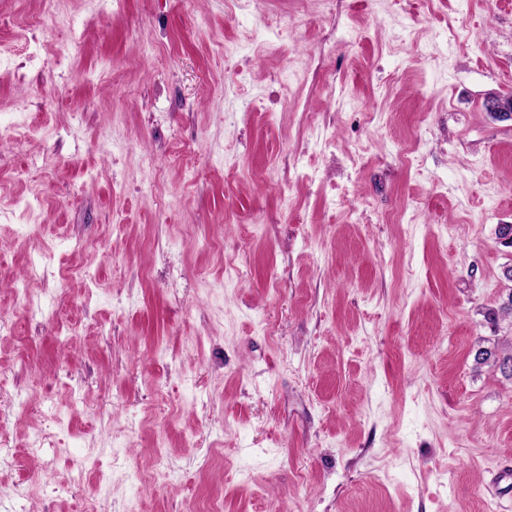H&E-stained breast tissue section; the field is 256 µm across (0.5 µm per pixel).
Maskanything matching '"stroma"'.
Returning <instances> with one entry per match:
<instances>
[{"label": "stroma", "instance_id": "1", "mask_svg": "<svg viewBox=\"0 0 512 512\" xmlns=\"http://www.w3.org/2000/svg\"><path fill=\"white\" fill-rule=\"evenodd\" d=\"M0 44V512H512V0H0ZM485 111L499 122H512V96L492 94L485 100ZM502 355V356H501ZM475 361L477 364H488L490 361L493 364H499V368L502 372L506 373L509 370L510 375L512 374V347L499 348L498 346L493 347H480L475 353Z\"/></svg>", "mask_w": 512, "mask_h": 512}]
</instances>
